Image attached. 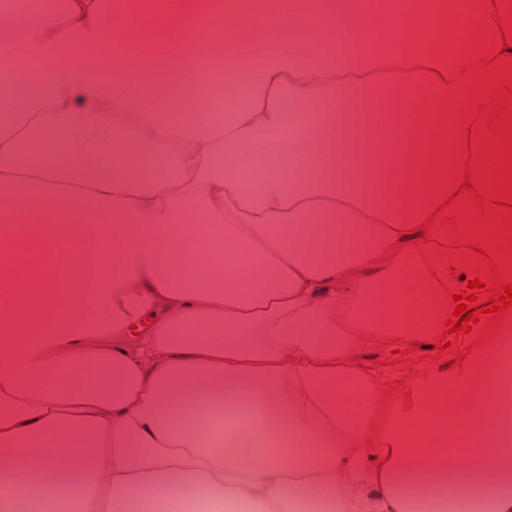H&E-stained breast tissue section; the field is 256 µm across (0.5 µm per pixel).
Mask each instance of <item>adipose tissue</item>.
Segmentation results:
<instances>
[{
    "mask_svg": "<svg viewBox=\"0 0 512 512\" xmlns=\"http://www.w3.org/2000/svg\"><path fill=\"white\" fill-rule=\"evenodd\" d=\"M216 0H16L0 11V224L55 225L78 245L43 278L0 277V484L15 496L157 512L202 486L260 512H512V314L464 364L431 362L405 405L363 363L445 334L460 124L512 0H478L475 37L445 0H253L224 127L199 124L212 63L183 52ZM307 17L302 49L256 46L268 20ZM342 49L332 53L329 38ZM132 59L95 68L104 45ZM291 98L306 129L288 136ZM170 167L131 170L129 144ZM65 143L44 164L47 138ZM112 156L113 164L102 161ZM278 156L242 189L234 161ZM112 285L82 308L86 281ZM140 334H133L134 326ZM283 451L214 445L211 416ZM458 436L477 447L449 449Z\"/></svg>",
    "mask_w": 512,
    "mask_h": 512,
    "instance_id": "1",
    "label": "adipose tissue"
}]
</instances>
